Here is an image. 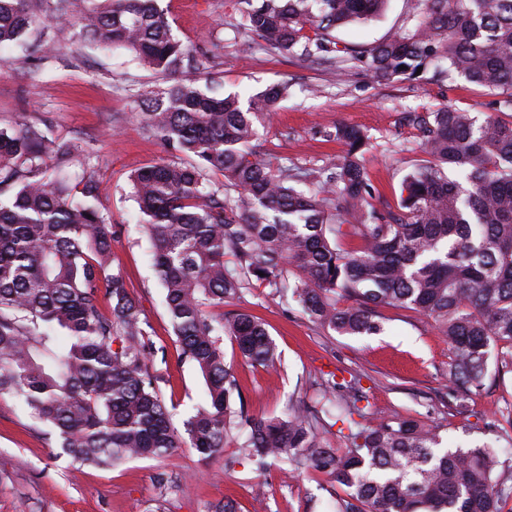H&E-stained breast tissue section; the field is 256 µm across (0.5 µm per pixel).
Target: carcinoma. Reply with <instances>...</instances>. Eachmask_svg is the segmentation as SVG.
<instances>
[{"mask_svg": "<svg viewBox=\"0 0 512 512\" xmlns=\"http://www.w3.org/2000/svg\"><path fill=\"white\" fill-rule=\"evenodd\" d=\"M40 2L49 4L43 16L33 0H0V48L43 20L64 23L99 48L130 52L163 81L137 115L175 159L129 180L173 334L204 378L205 402L184 431L173 426L145 322L121 272H110L100 184H71L63 166L73 146L23 121L0 130V395L16 397L80 467L183 447L214 459L230 440L260 468L272 459L292 477L309 468L329 476L344 492L336 512H503L512 460L495 448H443L437 428L398 413L371 421L359 406L367 396L333 373L311 381L317 405L250 415L223 341L253 365L279 361L259 317L224 310L256 284L341 335L379 332L380 306L432 319L454 351L448 379L461 403L483 387L490 362L512 372V123H479L448 105L408 113L431 161L404 179L401 212L384 214L370 202L363 131L337 126L346 150L314 176L255 151L288 84L246 98L219 93L205 55L173 35L157 0ZM385 2L239 0L240 25L268 51L341 72L357 55L333 32ZM363 58L380 85L432 66L437 79L460 75L512 109V0H412L407 25ZM340 238L359 245L340 247ZM500 415L491 425L512 442V406ZM327 417L342 423L346 447L322 445Z\"/></svg>", "mask_w": 512, "mask_h": 512, "instance_id": "carcinoma-1", "label": "carcinoma"}]
</instances>
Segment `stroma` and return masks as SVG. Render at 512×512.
Returning <instances> with one entry per match:
<instances>
[{
    "label": "stroma",
    "instance_id": "obj_1",
    "mask_svg": "<svg viewBox=\"0 0 512 512\" xmlns=\"http://www.w3.org/2000/svg\"><path fill=\"white\" fill-rule=\"evenodd\" d=\"M158 6L177 38L206 53L225 93L248 95L274 83L290 85V97L259 129L264 148L286 158L289 166L319 171L343 150L329 137L337 125L364 130L372 204L382 212L397 210L405 175L428 159L406 113L448 104L479 119L490 115L512 121V111L500 108L495 92L473 87L461 76L440 82L427 72L416 80L379 85L358 63L340 73L292 54L265 52L239 29L237 0H158ZM408 12V0H388L372 18L337 29L336 39L367 49L402 27ZM43 40L55 45L46 59L34 51ZM157 83V76L129 52L97 50L78 42L71 28L49 21L35 27L24 43L0 52V128L21 119L49 139L71 141V172L93 176L101 186V206L112 218L113 267L122 272L149 325L157 387L179 427L203 404L206 387L176 348L128 179L132 171L167 155L136 117L139 94ZM242 307L267 323L280 354L276 367H254L232 341H225L224 361L236 373L249 414L284 415L289 403L316 401L308 378L353 374L374 415L397 412L438 427L445 446L488 444L512 458V442L490 426L495 414L512 403V373L490 372L464 410H456L448 383V343L431 319L406 308L382 307V333L346 336L318 327L294 302L263 287L251 289ZM237 454L229 443L223 457L205 461L186 447L163 458L78 472L67 457L56 455L46 428L34 423L16 398L0 395V512H216L228 498L238 512H253L259 492L264 512H333L339 489L325 475L310 469L286 480L279 463L259 472L246 460L225 470V459Z\"/></svg>",
    "mask_w": 512,
    "mask_h": 512
}]
</instances>
